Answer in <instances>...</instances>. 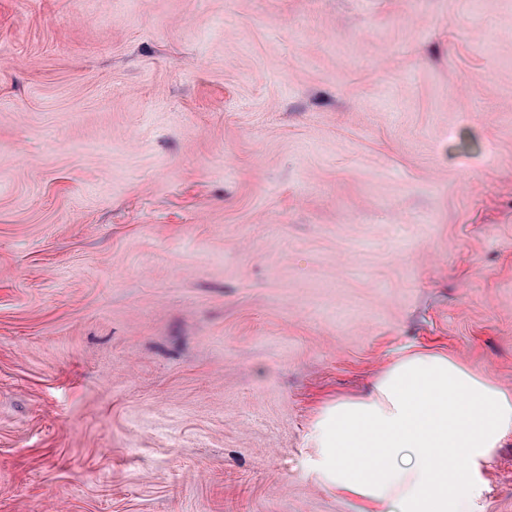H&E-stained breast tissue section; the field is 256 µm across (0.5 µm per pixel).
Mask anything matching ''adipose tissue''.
Instances as JSON below:
<instances>
[{
	"mask_svg": "<svg viewBox=\"0 0 512 512\" xmlns=\"http://www.w3.org/2000/svg\"><path fill=\"white\" fill-rule=\"evenodd\" d=\"M512 433V391L448 356L412 352L364 399L318 413L316 469L356 512H464L481 464Z\"/></svg>",
	"mask_w": 512,
	"mask_h": 512,
	"instance_id": "adipose-tissue-1",
	"label": "adipose tissue"
}]
</instances>
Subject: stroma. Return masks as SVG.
<instances>
[{"instance_id":"35a3bbf8","label":"stroma","mask_w":512,"mask_h":512,"mask_svg":"<svg viewBox=\"0 0 512 512\" xmlns=\"http://www.w3.org/2000/svg\"><path fill=\"white\" fill-rule=\"evenodd\" d=\"M414 351L512 390V0H0V512H354Z\"/></svg>"}]
</instances>
